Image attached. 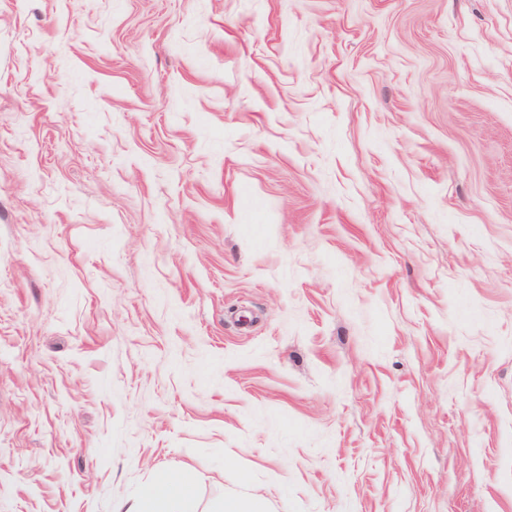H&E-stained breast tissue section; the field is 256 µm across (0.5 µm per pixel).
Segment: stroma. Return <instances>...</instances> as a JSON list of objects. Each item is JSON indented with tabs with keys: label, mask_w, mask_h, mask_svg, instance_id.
I'll use <instances>...</instances> for the list:
<instances>
[{
	"label": "stroma",
	"mask_w": 512,
	"mask_h": 512,
	"mask_svg": "<svg viewBox=\"0 0 512 512\" xmlns=\"http://www.w3.org/2000/svg\"><path fill=\"white\" fill-rule=\"evenodd\" d=\"M512 512V0H0V512ZM192 478L188 473L178 476L161 474L156 482L129 505L117 512H180L179 504L192 493Z\"/></svg>",
	"instance_id": "1"
}]
</instances>
